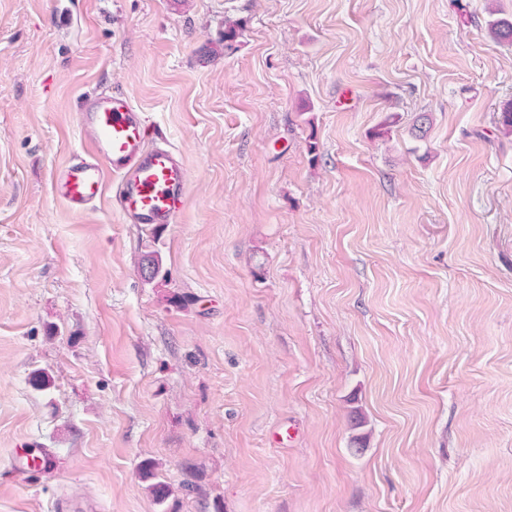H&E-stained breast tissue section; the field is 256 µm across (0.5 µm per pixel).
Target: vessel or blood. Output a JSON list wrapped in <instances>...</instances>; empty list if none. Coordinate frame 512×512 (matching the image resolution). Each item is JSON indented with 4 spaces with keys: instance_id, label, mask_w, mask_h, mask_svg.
<instances>
[{
    "instance_id": "vessel-or-blood-1",
    "label": "vessel or blood",
    "mask_w": 512,
    "mask_h": 512,
    "mask_svg": "<svg viewBox=\"0 0 512 512\" xmlns=\"http://www.w3.org/2000/svg\"><path fill=\"white\" fill-rule=\"evenodd\" d=\"M76 123L88 132L89 145L83 158L62 164L54 175L56 194L73 211L111 191L129 223L162 228L178 222L188 191L185 163L175 150L150 144L144 115L127 96L87 99ZM53 460L49 449L26 450L16 456L13 471H45Z\"/></svg>"
}]
</instances>
